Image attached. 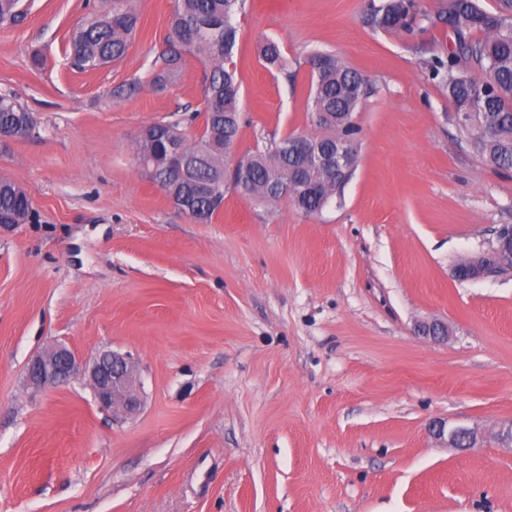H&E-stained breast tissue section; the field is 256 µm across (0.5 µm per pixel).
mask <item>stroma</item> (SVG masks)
I'll return each instance as SVG.
<instances>
[{"label": "stroma", "instance_id": "1", "mask_svg": "<svg viewBox=\"0 0 512 512\" xmlns=\"http://www.w3.org/2000/svg\"><path fill=\"white\" fill-rule=\"evenodd\" d=\"M369 0H247L233 57L243 119L224 161V208L199 222L134 159L140 130L198 108L202 67L146 76L175 0H135L123 60L68 66L73 32L110 0H24L0 27V94L37 133L0 147L31 219L0 233V512H512V275L455 280L463 256L512 225V170L461 138L425 62L453 48L427 24L385 33ZM277 41L287 73L258 47ZM367 84L358 166L308 216L242 196L239 157L315 128L310 54ZM41 54L44 63L34 66ZM447 323L451 338L416 335ZM54 344L137 364L144 406L113 422L84 378L29 386ZM480 429L473 452L431 420Z\"/></svg>", "mask_w": 512, "mask_h": 512}]
</instances>
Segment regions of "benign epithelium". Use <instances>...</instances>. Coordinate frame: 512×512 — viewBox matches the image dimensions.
<instances>
[{"instance_id":"obj_1","label":"benign epithelium","mask_w":512,"mask_h":512,"mask_svg":"<svg viewBox=\"0 0 512 512\" xmlns=\"http://www.w3.org/2000/svg\"><path fill=\"white\" fill-rule=\"evenodd\" d=\"M321 165L334 174L343 172L350 163L347 149L339 142L321 149ZM512 225H502L495 241L487 249L457 262L453 277L473 281L492 276L493 267H512ZM418 335L433 341L448 340V326L440 321H423L415 325ZM88 378L100 409L112 413V419L136 414L141 406L139 373L135 362L126 354L104 350L84 358L64 345H56L30 360L26 368L28 382L39 389H54L75 376ZM434 438L450 448L470 450L481 447L483 436L475 428L450 426L435 421L430 425Z\"/></svg>"}]
</instances>
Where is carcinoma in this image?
Returning a JSON list of instances; mask_svg holds the SVG:
<instances>
[{
	"instance_id": "carcinoma-1",
	"label": "carcinoma",
	"mask_w": 512,
	"mask_h": 512,
	"mask_svg": "<svg viewBox=\"0 0 512 512\" xmlns=\"http://www.w3.org/2000/svg\"><path fill=\"white\" fill-rule=\"evenodd\" d=\"M246 0H177L165 39V49L156 57L147 82L162 85L179 76L185 58L203 66V102L190 110L176 108L173 121L147 126L138 139L137 167L154 181L186 215L210 221L224 203V158L236 143L241 113L238 108L240 84L233 65L238 39L235 17ZM22 15L21 0H0V27L15 23ZM454 36L455 47L446 55L425 62L429 79L448 92L460 135L490 164L512 169V0H497L490 12L481 0H438L434 12L422 9L420 0H370L365 23L373 30L408 32L419 21ZM139 14L132 0H112L110 8L89 20L70 40L71 67L92 72L124 58L136 32ZM260 54L270 67L288 73L278 42L263 41ZM322 59L311 70L309 103L311 116L326 114L317 124L321 132L314 140L323 144L342 140L353 160H358V127L353 115L365 95V80L334 54L314 53L310 61ZM486 75L478 80L473 72ZM133 77L114 94L131 97L144 82ZM27 108L13 96L0 94V132L6 134L20 124ZM197 127L188 140L181 127ZM177 143L196 165L185 174L169 169L170 144ZM245 160L252 169L245 195L261 201L281 200L278 190L288 180V170L305 169L311 181L325 180L314 156L288 154V138L273 141L262 151L249 153ZM294 206L307 215H317L322 196L290 187ZM32 204L18 183L0 178V215L27 222Z\"/></svg>"
}]
</instances>
